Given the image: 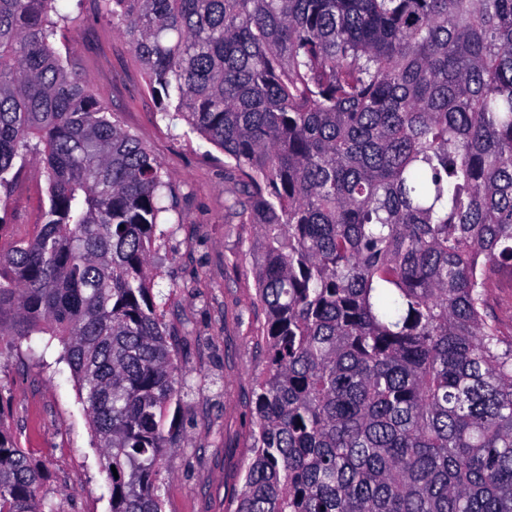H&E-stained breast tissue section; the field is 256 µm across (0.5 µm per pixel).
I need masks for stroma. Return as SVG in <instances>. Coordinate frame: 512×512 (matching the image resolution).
Returning <instances> with one entry per match:
<instances>
[{"instance_id":"obj_1","label":"stroma","mask_w":512,"mask_h":512,"mask_svg":"<svg viewBox=\"0 0 512 512\" xmlns=\"http://www.w3.org/2000/svg\"><path fill=\"white\" fill-rule=\"evenodd\" d=\"M59 7L72 16L54 40L68 70L87 79L119 124L163 162L175 192L154 256V292L182 337L178 364L192 387L186 434L164 475V512H235L251 454L255 381L266 368V309L251 263L238 258L256 230L224 209L223 153L183 122L161 118L127 40L97 20L99 0H61ZM45 189L42 168L27 164L0 198V242L41 223ZM61 350L46 334L0 338L5 426L44 465V495L55 512H110L102 451L78 386L58 361Z\"/></svg>"}]
</instances>
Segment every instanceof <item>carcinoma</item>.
Returning a JSON list of instances; mask_svg holds the SVG:
<instances>
[{
	"label": "carcinoma",
	"instance_id": "1",
	"mask_svg": "<svg viewBox=\"0 0 512 512\" xmlns=\"http://www.w3.org/2000/svg\"><path fill=\"white\" fill-rule=\"evenodd\" d=\"M58 0H0V335L58 337L111 512H163L181 337L152 291L162 163L53 46ZM157 109L219 148L268 312L235 512H512V0H100ZM43 467L0 428V512ZM45 189L42 168L30 163L23 169L12 191L7 196L1 193L0 217H3L4 225L0 231V242L27 236L35 224L41 223L43 211L48 206ZM490 300L496 308L504 332H512V276L510 273L503 274L494 288H491Z\"/></svg>",
	"mask_w": 512,
	"mask_h": 512
}]
</instances>
